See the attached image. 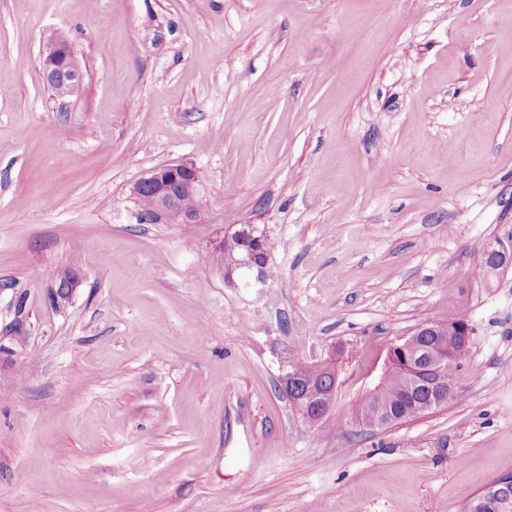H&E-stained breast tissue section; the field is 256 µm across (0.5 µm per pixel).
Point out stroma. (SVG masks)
<instances>
[{
    "label": "stroma",
    "instance_id": "35a3bbf8",
    "mask_svg": "<svg viewBox=\"0 0 512 512\" xmlns=\"http://www.w3.org/2000/svg\"><path fill=\"white\" fill-rule=\"evenodd\" d=\"M512 0H0V512H467L512 473ZM74 47L77 96L43 74ZM200 221L137 220L172 163ZM263 229L273 281L214 246ZM78 269L69 304L58 272ZM457 398L354 411L419 325ZM342 350L303 423L279 361ZM42 65L47 82L59 97H67L71 87L81 83L79 61L71 44L64 39L46 46L42 53ZM254 225H240V227L237 228L234 232L224 235V238L215 246V255L224 258L225 241L230 243L232 237H235L240 242L244 240H255L254 248H248L245 253H240L237 258H233L232 266H230V268H226L224 266V262L218 265L224 274L225 283L232 288H239L238 282L241 283L244 288H249L248 284L252 281V276L249 270L245 268L239 269L241 266H249L253 275L254 284L256 285L261 284V280H264L265 271L270 264V256L267 249L266 240L262 237H257L261 236L263 232L260 229L259 231L256 225ZM254 227L256 228L255 233L252 231ZM237 269L239 270L237 271ZM268 279H273V270L271 266L268 267L265 281ZM81 284V277L75 269L62 270L54 288H51L53 302L58 306L67 304Z\"/></svg>",
    "mask_w": 512,
    "mask_h": 512
}]
</instances>
